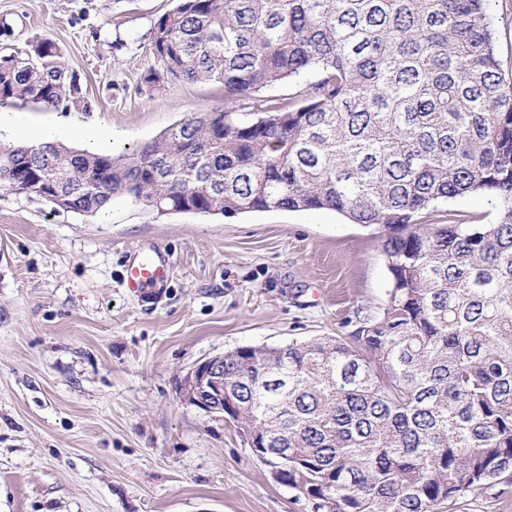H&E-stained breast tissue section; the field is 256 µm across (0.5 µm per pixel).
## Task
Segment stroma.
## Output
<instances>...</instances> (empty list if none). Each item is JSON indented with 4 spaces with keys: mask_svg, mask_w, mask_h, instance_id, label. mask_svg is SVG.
Wrapping results in <instances>:
<instances>
[{
    "mask_svg": "<svg viewBox=\"0 0 512 512\" xmlns=\"http://www.w3.org/2000/svg\"><path fill=\"white\" fill-rule=\"evenodd\" d=\"M171 0H0V52L48 37L90 111L27 106L32 125L112 132V155L227 107L215 84L140 80ZM512 77V0H492ZM493 195L427 216L492 222ZM390 229L333 211L159 214L127 197L94 216L0 186V512H311L221 414L183 401L200 361L244 346L346 337L391 286ZM136 245L172 259L153 295L123 284Z\"/></svg>",
    "mask_w": 512,
    "mask_h": 512,
    "instance_id": "35a3bbf8",
    "label": "stroma"
}]
</instances>
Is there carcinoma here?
I'll use <instances>...</instances> for the list:
<instances>
[{
    "mask_svg": "<svg viewBox=\"0 0 512 512\" xmlns=\"http://www.w3.org/2000/svg\"><path fill=\"white\" fill-rule=\"evenodd\" d=\"M490 0H176L163 72L255 112H202L111 158L0 143V186L95 215L118 195L161 214L332 210L397 231L392 286L353 336L237 348L224 405L313 512H441L512 485V79ZM88 110L51 39L0 56V107ZM490 224H424L470 195Z\"/></svg>",
    "mask_w": 512,
    "mask_h": 512,
    "instance_id": "carcinoma-1",
    "label": "carcinoma"
}]
</instances>
